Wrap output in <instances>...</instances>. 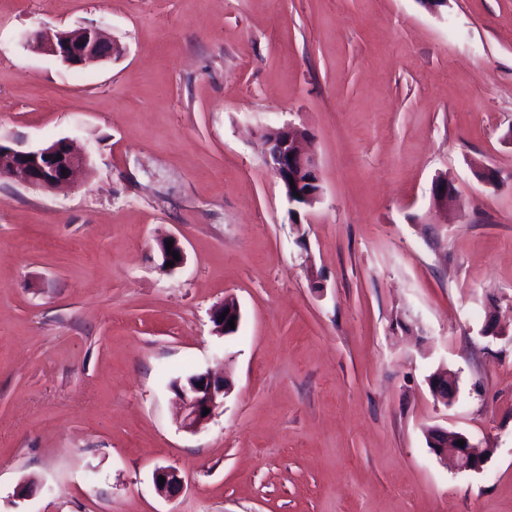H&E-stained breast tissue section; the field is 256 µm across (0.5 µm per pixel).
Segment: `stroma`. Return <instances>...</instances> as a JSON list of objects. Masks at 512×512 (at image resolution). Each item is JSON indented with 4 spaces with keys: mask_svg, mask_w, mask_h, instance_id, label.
Masks as SVG:
<instances>
[{
    "mask_svg": "<svg viewBox=\"0 0 512 512\" xmlns=\"http://www.w3.org/2000/svg\"><path fill=\"white\" fill-rule=\"evenodd\" d=\"M86 26L121 55L27 43ZM288 123L323 189L295 220L261 141ZM61 138L69 188L0 179V512H512V0H0V141ZM208 368L232 389L190 433L170 385ZM443 188V191H440ZM455 199V190L453 184L448 182V178H437L431 189V205L433 209L448 211L453 205ZM230 307H235V300L233 299L230 301L229 299L225 300V304L221 303L219 306H217L211 314V321L214 324V330L218 335H232L234 332L233 330H238L240 320H241V312L239 305L236 302V311L234 312L235 315V329H231L229 326V315L225 317V319H221L222 313H225V310L229 309ZM225 308V310H224ZM429 387L435 400L449 407L458 393V377L455 373L440 368L429 378ZM433 431L428 433V439L432 445L436 444L432 434H442L446 436L447 443L442 447H433L432 451L439 456L448 460L452 459L457 470L480 472L488 458V449L479 448L471 442L469 437L461 432L448 431L442 427L432 428ZM459 440H464V446L457 445ZM159 476L165 478L163 486L159 485ZM154 486L157 493L162 497H171L175 493L179 492L182 487L184 480L180 476L179 472L173 467H158L153 473Z\"/></svg>",
    "mask_w": 512,
    "mask_h": 512,
    "instance_id": "35a3bbf8",
    "label": "stroma"
}]
</instances>
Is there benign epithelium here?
<instances>
[{"mask_svg":"<svg viewBox=\"0 0 512 512\" xmlns=\"http://www.w3.org/2000/svg\"><path fill=\"white\" fill-rule=\"evenodd\" d=\"M33 51L52 56L70 67H87L111 60L117 56L120 47L107 39L99 29L82 27L78 30H60L51 34L34 37L29 43ZM273 137L265 140V163L280 176L283 184L293 183L320 184V175L311 153V134L292 123L270 130ZM62 159H57V155ZM87 165V157L74 153L66 139H59L37 150H18L0 142V178H15L22 184L44 190L56 191L71 184L77 171ZM322 198L318 189L298 197L286 196L291 209L299 206L312 207ZM455 190L447 178H438L431 189L432 208L448 210L453 205ZM172 248H167L166 241H161L163 262H174L172 269L184 263V249L177 238H172ZM178 253L181 260L173 261V253ZM224 305L217 306L211 314L214 330L219 335H231L233 329L229 319L222 318ZM429 387L435 400L446 407L453 404L458 393V377L451 371L440 368L429 378ZM173 390L184 405L182 427L191 433L197 432L212 417L218 407L219 399L228 394L230 384L224 378H218L211 371L205 370L195 374L189 385L175 383ZM209 414H203V409ZM435 434L446 436L447 443L435 447ZM432 451L441 458H451L456 469L479 472L488 458V449L480 448L461 432L449 431L442 427L433 428L428 436ZM464 445H458V441ZM165 482L159 483V477ZM154 486L162 497H171L179 492L184 480L173 467H158L153 473Z\"/></svg>","mask_w":512,"mask_h":512,"instance_id":"benign-epithelium-1","label":"benign epithelium"}]
</instances>
